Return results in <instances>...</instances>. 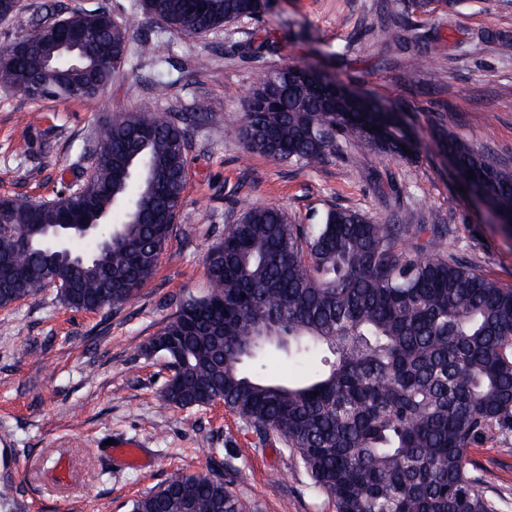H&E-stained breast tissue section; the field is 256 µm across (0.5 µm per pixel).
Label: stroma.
<instances>
[{
	"label": "stroma",
	"instance_id": "obj_1",
	"mask_svg": "<svg viewBox=\"0 0 512 512\" xmlns=\"http://www.w3.org/2000/svg\"><path fill=\"white\" fill-rule=\"evenodd\" d=\"M136 0H19L0 22V48L28 29L46 4L67 14L105 8L127 20ZM401 27L400 45L384 44L381 22ZM512 38V0H464L403 24L385 0H266L255 20H238L203 37L163 33L151 53L129 29L121 75L96 99L38 101L0 84V198L47 201L89 169L97 124L138 108L191 111L209 119L189 151L177 229L156 272L126 305L74 311L57 288L0 308V485L12 487L0 512H129L128 504L175 474L224 479L246 512H335L277 438L258 435L219 405L159 411L167 359L145 353L176 313V302L207 291L203 255L236 223L238 197L285 209L311 224L331 207L381 217L406 209L419 224H444L440 255L466 256L512 287V227L495 223L460 190L434 137L457 134L497 164L512 168V51L485 39ZM269 40L263 59L243 47ZM430 49L420 68L412 58ZM311 66L350 89L402 112L418 148L407 159L359 153L351 144L307 167L248 154L237 134L245 97L260 68ZM395 184L382 196L376 178ZM138 444L143 466L114 456L112 442ZM486 494L512 512V432L469 448ZM278 473L271 481L270 473Z\"/></svg>",
	"mask_w": 512,
	"mask_h": 512
}]
</instances>
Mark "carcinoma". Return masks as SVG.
I'll return each instance as SVG.
<instances>
[{
  "instance_id": "cac0c4a2",
  "label": "carcinoma",
  "mask_w": 512,
  "mask_h": 512,
  "mask_svg": "<svg viewBox=\"0 0 512 512\" xmlns=\"http://www.w3.org/2000/svg\"><path fill=\"white\" fill-rule=\"evenodd\" d=\"M409 24L455 0H391ZM145 20L165 33L201 36L255 18L261 0H139ZM97 9L68 15L86 34L83 68L33 41L0 83L43 81L33 100L71 98L78 86L112 82L128 55L127 25L102 24ZM112 49L98 67L97 50ZM257 74L238 129L245 151L291 165L322 162L351 139L384 157L408 158L417 139L396 112L331 104L336 82L292 77L273 99L259 96L272 77ZM208 120L192 112L136 109L104 121L87 153L102 162L77 196L37 209L0 199V307L36 295L35 283L59 273L69 308L97 311L128 303L154 275L176 225L188 177V147ZM442 147L463 172L467 193L512 224V169L490 163L448 134ZM240 217L203 256L205 294L179 301L159 332L174 370L159 408L224 407L258 434L282 440L336 512H497L467 451L512 429V288L467 258L432 256L446 224H417L398 210L387 220L349 207L326 210L317 224L236 200ZM95 224L99 239L82 261H66L43 231ZM273 338L266 337L267 331ZM288 347L281 378H257L244 361L272 344ZM131 512H245L224 481L173 476L132 502Z\"/></svg>"
}]
</instances>
